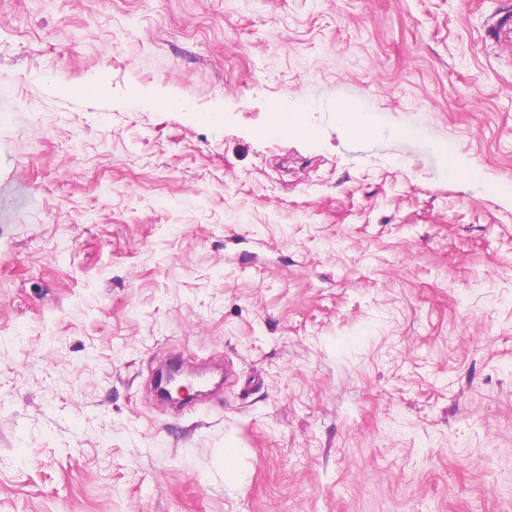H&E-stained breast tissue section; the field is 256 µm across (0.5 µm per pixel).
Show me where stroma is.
Masks as SVG:
<instances>
[{
	"label": "stroma",
	"instance_id": "35a3bbf8",
	"mask_svg": "<svg viewBox=\"0 0 512 512\" xmlns=\"http://www.w3.org/2000/svg\"><path fill=\"white\" fill-rule=\"evenodd\" d=\"M509 15L0 0V512H512ZM278 113L280 118V126L288 129V132L296 133L307 132L306 126L302 123L299 112H306V107L299 101L288 102V106L282 103H277L273 106L272 110ZM336 112L342 114L341 127L350 136L370 137L377 131L367 119L358 115V110L351 103L336 107Z\"/></svg>",
	"mask_w": 512,
	"mask_h": 512
}]
</instances>
